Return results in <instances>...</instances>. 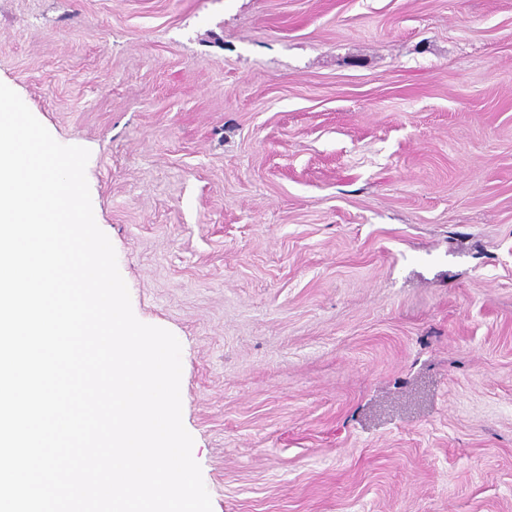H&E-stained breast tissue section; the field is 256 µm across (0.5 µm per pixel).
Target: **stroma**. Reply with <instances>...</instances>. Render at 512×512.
<instances>
[{
  "label": "stroma",
  "instance_id": "1",
  "mask_svg": "<svg viewBox=\"0 0 512 512\" xmlns=\"http://www.w3.org/2000/svg\"><path fill=\"white\" fill-rule=\"evenodd\" d=\"M182 346L213 512H512V0H0Z\"/></svg>",
  "mask_w": 512,
  "mask_h": 512
}]
</instances>
